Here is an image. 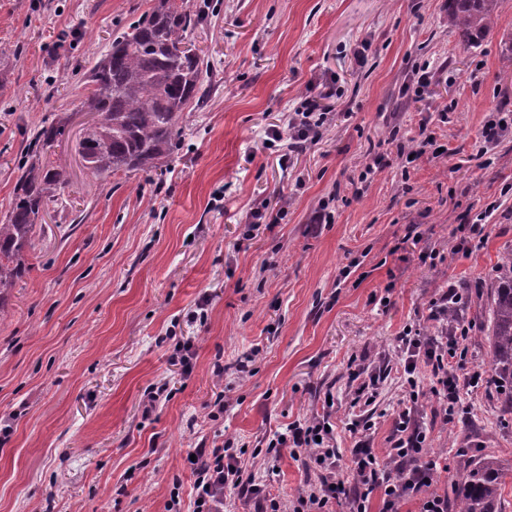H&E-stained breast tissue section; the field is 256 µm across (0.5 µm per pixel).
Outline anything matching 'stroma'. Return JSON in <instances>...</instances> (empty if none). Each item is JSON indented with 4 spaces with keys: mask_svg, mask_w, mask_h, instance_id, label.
Masks as SVG:
<instances>
[{
    "mask_svg": "<svg viewBox=\"0 0 512 512\" xmlns=\"http://www.w3.org/2000/svg\"><path fill=\"white\" fill-rule=\"evenodd\" d=\"M150 3L0 0V220L43 124H64L51 155L66 161L29 269L0 309V426L11 428L0 437V512H190V452L229 439L266 448L288 424L322 416L328 393L335 445L350 456L353 371L391 354L404 329L434 335L430 304L452 284L457 322L470 329L456 374L479 370L485 381L462 391L444 423L435 378L420 368L433 490L447 492L460 453H490L508 474L512 512V396L498 389L490 342L477 332L512 253V133L486 167L477 144L491 112L512 111V0H498L473 43L449 27L448 0H217L189 36L207 63V100L185 112L164 172L96 176L79 143L98 116L82 109L87 90L71 69L94 66ZM366 39L359 65L353 51ZM425 60L439 74L417 102L402 89ZM325 82L337 88L339 117L281 168L286 144L268 146V135ZM424 124L447 154L404 164L390 131L415 139ZM376 157L380 168L360 184ZM495 200L482 243L458 249L461 218ZM263 202L288 213L248 232ZM321 206L331 223H312ZM200 307L204 322L187 323ZM186 341L188 375L174 354ZM403 380L393 365L374 409V448L388 445ZM163 381L170 399L143 416L145 390ZM222 391L229 400L210 418ZM277 466L270 475L254 460L286 501L302 486L300 464L286 451Z\"/></svg>",
    "mask_w": 512,
    "mask_h": 512,
    "instance_id": "obj_1",
    "label": "stroma"
}]
</instances>
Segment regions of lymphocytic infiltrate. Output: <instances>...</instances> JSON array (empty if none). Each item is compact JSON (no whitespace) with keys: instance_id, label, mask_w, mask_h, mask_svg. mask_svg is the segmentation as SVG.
Here are the masks:
<instances>
[{"instance_id":"f902f5d3","label":"lymphocytic infiltrate","mask_w":512,"mask_h":512,"mask_svg":"<svg viewBox=\"0 0 512 512\" xmlns=\"http://www.w3.org/2000/svg\"><path fill=\"white\" fill-rule=\"evenodd\" d=\"M330 89L308 95L288 114L287 133L272 132L270 142L289 139L292 144H317L324 129L334 116L322 109L320 101L330 96ZM461 297L456 287H449L439 299L432 302L427 316L436 329L435 335L403 334L397 339L394 355L404 363L406 374V401L396 412L390 446L377 453L369 439L359 440L352 450L351 481L340 478L341 459L332 444L333 433L328 419H303L289 424L276 439L270 440L265 460H277L283 449H290L293 459L302 464L303 485L291 503L270 497L264 482L258 481L253 471L243 468L241 449L233 441H225L220 448H201L191 463L195 476V498L192 512H224L226 486L241 489L247 499L253 500L256 512H334L343 504L349 512H368L373 495H380V512H401L405 503L419 498V512H448V498L427 495L437 465L425 452L427 433L418 422L419 388L418 366H431L436 384L433 393L444 411H451L460 399L461 386L478 388L481 372L470 374L466 382H459L454 370L462 366L468 356L467 328H456L448 323V313L455 309Z\"/></svg>"}]
</instances>
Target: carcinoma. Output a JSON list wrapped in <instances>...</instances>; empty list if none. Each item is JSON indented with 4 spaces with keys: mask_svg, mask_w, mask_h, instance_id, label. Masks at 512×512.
Listing matches in <instances>:
<instances>
[{
    "mask_svg": "<svg viewBox=\"0 0 512 512\" xmlns=\"http://www.w3.org/2000/svg\"><path fill=\"white\" fill-rule=\"evenodd\" d=\"M497 2L448 0V25L474 41L492 23ZM201 18L188 10L186 0H153L112 39L105 57L82 74L84 85L92 87L83 107L98 115L80 142L92 174L151 171L170 156L183 112L203 102V61L189 43ZM64 133L60 124L42 126L17 167L11 207L0 224V299L28 270L26 253L39 214L51 189L62 184L64 161H50L46 153ZM498 274L488 301L489 340L496 376L512 384V255L502 259ZM506 476L488 454L467 460L448 477L449 512H503Z\"/></svg>",
    "mask_w": 512,
    "mask_h": 512,
    "instance_id": "obj_1",
    "label": "carcinoma"
}]
</instances>
